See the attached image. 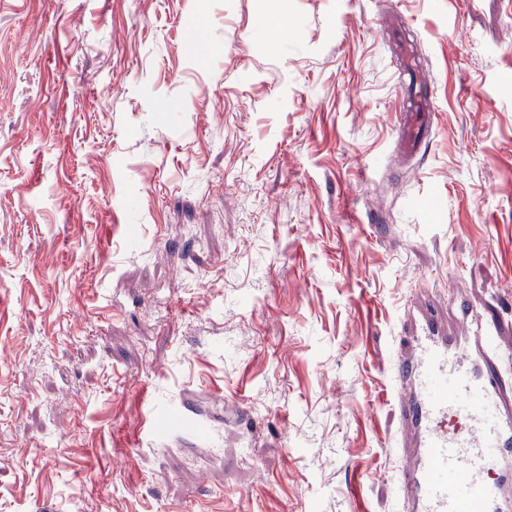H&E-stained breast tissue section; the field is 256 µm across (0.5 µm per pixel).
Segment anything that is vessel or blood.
<instances>
[{
	"instance_id": "b4317fda",
	"label": "vessel or blood",
	"mask_w": 512,
	"mask_h": 512,
	"mask_svg": "<svg viewBox=\"0 0 512 512\" xmlns=\"http://www.w3.org/2000/svg\"><path fill=\"white\" fill-rule=\"evenodd\" d=\"M393 58L411 82L397 118L404 158L431 130L434 101L418 81L417 47L393 38ZM447 329L435 295L405 322L408 334L393 370L405 458L395 474L403 512H512L511 360L497 359L494 332L477 305L454 301Z\"/></svg>"
}]
</instances>
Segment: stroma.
<instances>
[{"instance_id":"stroma-1","label":"stroma","mask_w":512,"mask_h":512,"mask_svg":"<svg viewBox=\"0 0 512 512\" xmlns=\"http://www.w3.org/2000/svg\"><path fill=\"white\" fill-rule=\"evenodd\" d=\"M429 290L512 355V0H0V512H400ZM393 58L401 70L400 75L407 76L412 87L397 118L399 150L409 159L420 150L431 130L434 101L428 83L417 80L419 57L414 42L402 34L394 36Z\"/></svg>"}]
</instances>
